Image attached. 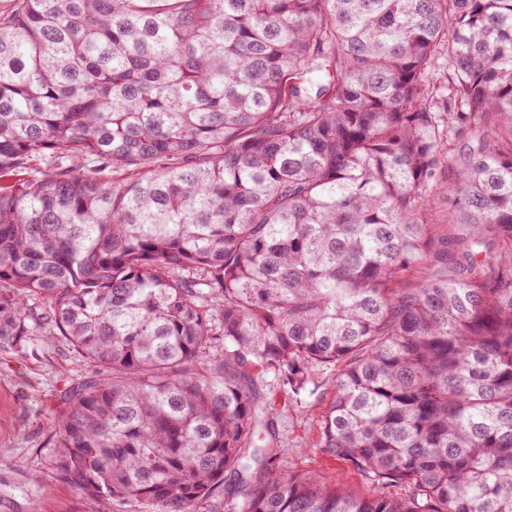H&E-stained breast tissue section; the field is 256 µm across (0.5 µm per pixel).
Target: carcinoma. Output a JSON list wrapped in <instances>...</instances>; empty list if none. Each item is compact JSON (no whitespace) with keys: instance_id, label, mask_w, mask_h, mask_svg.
Masks as SVG:
<instances>
[{"instance_id":"obj_1","label":"carcinoma","mask_w":512,"mask_h":512,"mask_svg":"<svg viewBox=\"0 0 512 512\" xmlns=\"http://www.w3.org/2000/svg\"><path fill=\"white\" fill-rule=\"evenodd\" d=\"M42 328L94 498L512 512V0H3L0 342ZM323 366L368 495L260 444L252 371Z\"/></svg>"}]
</instances>
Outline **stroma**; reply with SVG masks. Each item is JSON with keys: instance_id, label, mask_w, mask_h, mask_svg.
Segmentation results:
<instances>
[{"instance_id": "1", "label": "stroma", "mask_w": 512, "mask_h": 512, "mask_svg": "<svg viewBox=\"0 0 512 512\" xmlns=\"http://www.w3.org/2000/svg\"><path fill=\"white\" fill-rule=\"evenodd\" d=\"M95 372L57 337L40 333L16 346L0 344V512H152L146 504L112 507L87 496L59 468L50 425L63 410L70 385ZM335 378V368H317L316 390L297 396L282 387L274 370L254 375L279 437L282 468L314 470L328 483L366 495L372 488L361 475L316 446Z\"/></svg>"}]
</instances>
